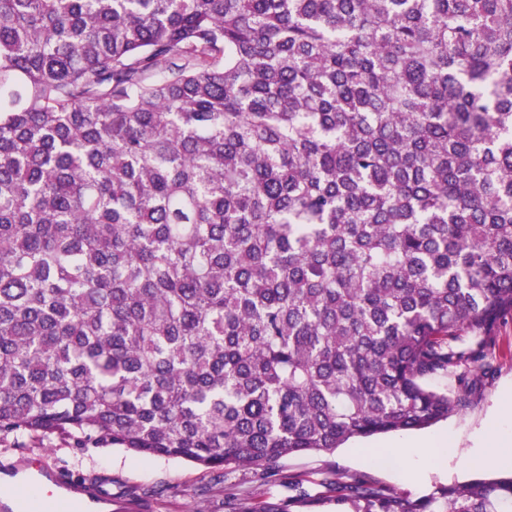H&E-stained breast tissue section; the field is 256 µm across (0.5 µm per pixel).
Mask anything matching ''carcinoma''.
Masks as SVG:
<instances>
[{
  "label": "carcinoma",
  "instance_id": "obj_1",
  "mask_svg": "<svg viewBox=\"0 0 512 512\" xmlns=\"http://www.w3.org/2000/svg\"><path fill=\"white\" fill-rule=\"evenodd\" d=\"M508 320L512 0H0V438L331 452L466 408L425 378Z\"/></svg>",
  "mask_w": 512,
  "mask_h": 512
}]
</instances>
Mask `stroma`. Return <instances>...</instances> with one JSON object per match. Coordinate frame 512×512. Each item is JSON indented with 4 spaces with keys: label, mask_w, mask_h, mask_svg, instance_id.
Returning <instances> with one entry per match:
<instances>
[{
    "label": "stroma",
    "mask_w": 512,
    "mask_h": 512,
    "mask_svg": "<svg viewBox=\"0 0 512 512\" xmlns=\"http://www.w3.org/2000/svg\"><path fill=\"white\" fill-rule=\"evenodd\" d=\"M492 368L472 391L465 410L430 427L447 434L452 454L447 464H430L414 472L380 466L376 457L394 445L396 434L356 439L332 452L288 457L270 467L207 470L194 463L137 456L104 444L78 447L66 435L49 439L22 436L0 440V460L25 453L41 458L79 480H97L109 503L104 512H342L329 481L367 479L410 499L464 483L476 468L461 462L484 447L490 434H512V323L489 339Z\"/></svg>",
    "instance_id": "obj_1"
}]
</instances>
